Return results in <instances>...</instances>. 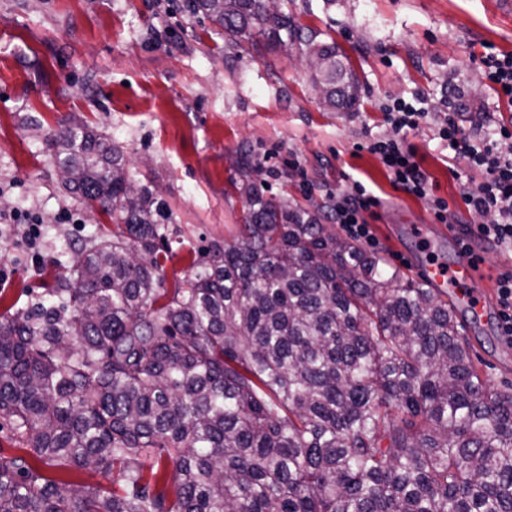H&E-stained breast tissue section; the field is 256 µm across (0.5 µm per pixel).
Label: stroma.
Returning a JSON list of instances; mask_svg holds the SVG:
<instances>
[{
    "instance_id": "obj_1",
    "label": "stroma",
    "mask_w": 512,
    "mask_h": 512,
    "mask_svg": "<svg viewBox=\"0 0 512 512\" xmlns=\"http://www.w3.org/2000/svg\"><path fill=\"white\" fill-rule=\"evenodd\" d=\"M183 2L0 0V213L37 211L44 235L35 266L15 228L0 227V268L11 271L0 314L56 303L52 290L86 241L116 230L109 214L58 181L46 136L74 120L103 131L133 181L166 204L167 283L190 275L199 251L232 239L242 223L245 200L233 181L243 157L261 167L265 195L317 216L330 194L360 181L381 199L376 255L410 278L420 279L430 260H458L450 236L479 216L457 210L451 232H442L428 200L394 190L365 145L390 132L386 102L424 94L429 115L408 139L437 195L458 200L464 165L449 159L436 129L454 111L467 129L481 115L512 121V104L480 69L485 45L512 53V12L502 0H292L299 22L329 34L360 82L359 101L345 112L320 104L296 51L270 38L231 47ZM471 99L480 111L459 112ZM64 211L74 223L60 220ZM471 336L481 375L512 392V348L498 334L497 312Z\"/></svg>"
}]
</instances>
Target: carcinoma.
<instances>
[{
  "label": "carcinoma",
  "mask_w": 512,
  "mask_h": 512,
  "mask_svg": "<svg viewBox=\"0 0 512 512\" xmlns=\"http://www.w3.org/2000/svg\"><path fill=\"white\" fill-rule=\"evenodd\" d=\"M282 0H186L238 46L257 35L322 67L326 105L358 85ZM70 187L112 213L73 265L89 298L0 317V512H512V393L484 381L448 293L388 266L238 168L247 210L167 293L165 214L123 151L74 122L46 137ZM153 460L144 468L140 457ZM36 459L117 471L67 488Z\"/></svg>",
  "instance_id": "obj_1"
}]
</instances>
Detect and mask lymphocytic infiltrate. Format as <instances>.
I'll return each instance as SVG.
<instances>
[{
  "label": "lymphocytic infiltrate",
  "instance_id": "f902f5d3",
  "mask_svg": "<svg viewBox=\"0 0 512 512\" xmlns=\"http://www.w3.org/2000/svg\"><path fill=\"white\" fill-rule=\"evenodd\" d=\"M425 96L391 100L383 108L391 128L389 135L367 145L387 172L392 186L407 195L427 198L436 221L447 223L448 201L436 196L433 181L416 159V150L406 138L427 117ZM437 137L452 160L465 164L469 174L460 181L459 196L467 212L483 216V223L462 231L458 242L465 253H472L473 242L489 240L512 250V124L495 123L491 133L465 132L455 114H448L437 129ZM378 196L361 182L333 195L326 217L340 225L350 238L373 243L368 214L380 207Z\"/></svg>",
  "mask_w": 512,
  "mask_h": 512
}]
</instances>
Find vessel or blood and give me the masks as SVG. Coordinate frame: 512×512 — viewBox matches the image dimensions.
<instances>
[{
  "label": "vessel or blood",
  "mask_w": 512,
  "mask_h": 512,
  "mask_svg": "<svg viewBox=\"0 0 512 512\" xmlns=\"http://www.w3.org/2000/svg\"><path fill=\"white\" fill-rule=\"evenodd\" d=\"M424 277L432 286L448 290L449 294L456 296L476 319L483 318L493 298L488 290L472 288L477 270L466 258L452 264L440 260L431 262L424 269Z\"/></svg>",
  "instance_id": "vessel-or-blood-1"
}]
</instances>
